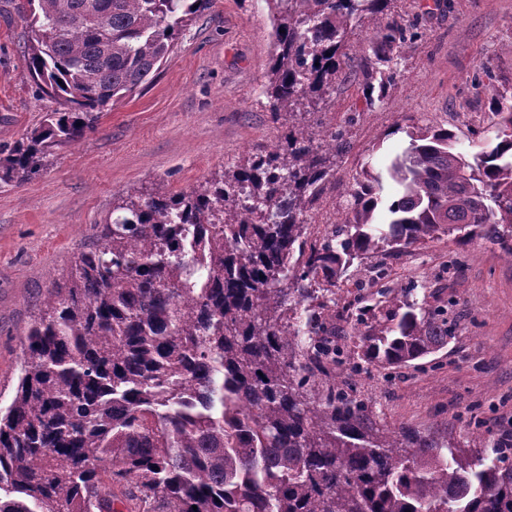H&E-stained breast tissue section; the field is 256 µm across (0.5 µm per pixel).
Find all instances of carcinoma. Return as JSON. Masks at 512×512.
I'll list each match as a JSON object with an SVG mask.
<instances>
[{"label":"carcinoma","mask_w":512,"mask_h":512,"mask_svg":"<svg viewBox=\"0 0 512 512\" xmlns=\"http://www.w3.org/2000/svg\"><path fill=\"white\" fill-rule=\"evenodd\" d=\"M275 53L265 94L275 145L180 192L160 185L112 207L95 247L50 281L21 342L22 376L0 411V512H512L499 441L475 454L376 421L336 381V324L356 368L409 367L455 323L417 287L385 286L336 310L354 264L391 263L442 235L512 258V105L472 156L454 131H409L387 167L367 163L322 235L307 213L336 179L344 133L328 104L350 37L366 105L382 99L417 33L393 0H267ZM30 28L25 68L60 108L0 158L28 180L106 107L152 80L214 0H6ZM118 487L121 495L112 493Z\"/></svg>","instance_id":"cac0c4a2"}]
</instances>
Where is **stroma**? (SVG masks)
Returning <instances> with one entry per match:
<instances>
[{
    "label": "stroma",
    "mask_w": 512,
    "mask_h": 512,
    "mask_svg": "<svg viewBox=\"0 0 512 512\" xmlns=\"http://www.w3.org/2000/svg\"><path fill=\"white\" fill-rule=\"evenodd\" d=\"M393 10L421 38L402 58L381 101L366 107L357 61L340 65L332 123L345 124L350 149L311 213L341 210L360 163H380L405 147L406 128L441 125L474 153L491 138L495 103L512 104V0H395ZM31 32L0 15V144L41 127L53 100L37 99L23 54ZM274 52L266 0H215L195 17L149 84L100 113L95 129L53 149L28 181H0V406L8 407L21 368L20 339L50 279L92 244L120 198L158 182L189 189L277 141L282 131L263 93ZM459 260L445 277L449 257ZM429 305H448V344L418 367L352 374L380 422L445 435L476 452L512 432V261L497 246L466 247L443 236L393 265Z\"/></svg>",
    "instance_id": "35a3bbf8"
}]
</instances>
